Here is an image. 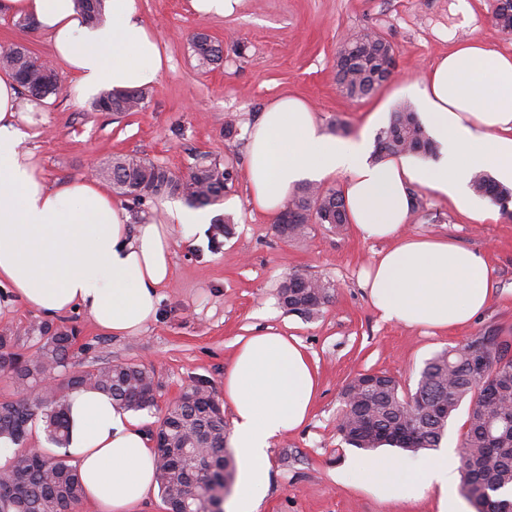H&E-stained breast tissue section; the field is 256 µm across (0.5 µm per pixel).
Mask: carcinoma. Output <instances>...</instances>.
<instances>
[{
  "instance_id": "1",
  "label": "carcinoma",
  "mask_w": 512,
  "mask_h": 512,
  "mask_svg": "<svg viewBox=\"0 0 512 512\" xmlns=\"http://www.w3.org/2000/svg\"><path fill=\"white\" fill-rule=\"evenodd\" d=\"M75 9L86 22L94 24L103 16L105 0H74ZM495 25L512 33V6L494 10ZM199 63L217 64L223 59L222 44L202 34L190 39ZM391 44L382 36L363 33L346 41L338 51L358 53L360 62L345 78L344 91L363 99L381 83L371 73L387 54ZM0 68L10 72L21 93L38 101L58 96L57 74L25 48L0 51ZM147 94L142 89L102 91L91 103L97 112H139ZM437 146L427 135L417 113L408 104L399 105L388 126L376 135V155L432 157ZM102 176L113 190L135 207L159 197H180L188 204L207 205L224 197L232 172L228 165L198 155L188 173L171 170L136 155H122L102 167ZM473 190L497 204L512 200V189L486 173L474 175ZM300 220L275 226L284 239H299L308 233L311 220L340 228L348 223L343 196L312 183L299 186L283 204ZM332 286L318 278L289 273L279 283L282 307L311 318L331 298ZM39 354L23 359L12 351L16 337L0 334V372L25 394L20 400L0 402V442L18 445L25 439L29 424L42 421L47 440L58 448L67 444L69 421L67 397L78 387L100 390L126 410H151L157 406L159 383L153 367L141 363L102 362L87 369L70 368L76 332L45 323L39 327ZM512 347V338L495 329L469 338L459 347L445 349L428 359L419 373L417 387L405 392L399 380L386 371L359 373L343 388L344 416L337 422L341 441L353 448L374 451L391 445L416 453L440 446L448 421L467 404V431L462 439L461 482L470 488L468 499L476 512H512V499L501 492L512 489V436L496 439L495 425L504 408L512 405V358L500 351ZM58 374L55 390L34 399L27 391L50 372ZM215 395L203 384L189 389L180 400L166 408L156 428L167 447L156 458V480L169 509L182 508L189 487V464L184 449L202 447L215 462L211 484L197 489L189 503L194 512H210L213 487L233 484L236 472L234 452L227 446L224 411ZM84 491L76 468L67 455H47L37 450L14 455L9 465L0 467V512H72Z\"/></svg>"
}]
</instances>
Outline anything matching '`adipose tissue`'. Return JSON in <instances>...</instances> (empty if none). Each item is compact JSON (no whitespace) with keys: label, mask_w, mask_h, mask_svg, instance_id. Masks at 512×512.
<instances>
[{"label":"adipose tissue","mask_w":512,"mask_h":512,"mask_svg":"<svg viewBox=\"0 0 512 512\" xmlns=\"http://www.w3.org/2000/svg\"><path fill=\"white\" fill-rule=\"evenodd\" d=\"M109 2L108 17L94 26L83 22L73 0H0V12L36 21L55 56L77 76L79 94L155 83L162 69L158 44L134 0ZM410 94L438 146L436 157L369 162L367 141L324 133L309 104L284 96L252 127L247 179L252 205L274 212L298 183L344 175L350 224L362 237L391 242L361 279L381 319L445 331L485 309L490 269L481 254L451 240L405 234L408 188L426 187L473 221L496 219V207L477 198L470 182L486 171L512 185V54L478 39L457 45ZM31 109L13 78L1 75L0 283L44 316L81 309L101 333L138 335L155 320L160 290L170 281L175 235L203 233L210 215L177 208L168 210L167 220L132 225L95 179L50 188L20 148L19 125ZM235 347L224 374L239 463L229 512H260L270 483V444L305 424L318 378L295 337L267 330L238 338ZM67 404L66 453L86 498L98 512H133L156 486L148 437L98 391H72ZM347 468L385 499L438 491L440 512H447L448 488L459 477L450 453L416 468L385 455L350 460Z\"/></svg>","instance_id":"ef3b65f1"}]
</instances>
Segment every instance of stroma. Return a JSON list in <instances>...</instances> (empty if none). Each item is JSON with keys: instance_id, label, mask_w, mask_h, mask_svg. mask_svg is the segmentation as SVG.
Wrapping results in <instances>:
<instances>
[{"instance_id": "1", "label": "stroma", "mask_w": 512, "mask_h": 512, "mask_svg": "<svg viewBox=\"0 0 512 512\" xmlns=\"http://www.w3.org/2000/svg\"><path fill=\"white\" fill-rule=\"evenodd\" d=\"M468 2L471 14L465 17L458 0H241L234 13L222 17L198 14L190 0H135L163 60L145 110L93 111L90 99L72 93L75 78L60 65L56 71L69 93L45 99L31 122L21 125L23 148L35 154L54 188L88 178L92 168L122 154L183 174L197 154L230 164L232 179L211 211L214 220L231 219L233 232L216 250L208 235L176 236L171 280L161 290L152 323L136 336L104 335L82 311L58 323L77 333L74 363L154 367L159 408L136 414L147 433L156 429L159 409L198 381L223 398L234 341L248 327L268 326L299 339L319 390L307 423L271 445V483L261 512H439L438 492L388 501L346 475L345 465L358 451L342 444L336 432L342 390L352 377L371 370L389 372L412 390L425 361L443 349L485 329L512 337V215L502 212L497 220L478 223L450 200L418 188L420 202L407 234L451 239L482 253L492 270L482 314L433 334L382 321L362 288L360 273L385 242L362 238L349 224L338 230L316 224L305 239L282 240L275 214L252 207L246 178L249 132L279 97L308 102L328 134L372 141L393 109L410 102L408 86L456 45L477 38L512 53V34L494 23L496 0ZM364 31L393 45L396 68L372 96L355 99L336 82V57L343 38ZM197 32L222 43L220 64L198 65L189 45ZM16 44L40 58L53 57L46 34L21 29L14 16L1 13L0 49ZM229 121L235 128L228 135ZM293 271L331 283L333 295L318 315L305 318L280 307L279 280ZM42 322L12 288L0 285V333L17 336L16 352H35Z\"/></svg>"}]
</instances>
